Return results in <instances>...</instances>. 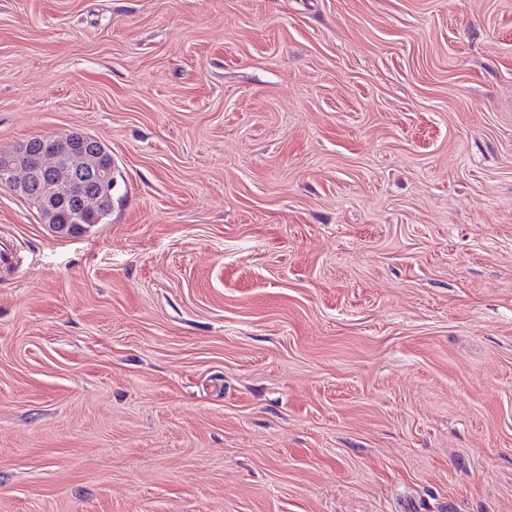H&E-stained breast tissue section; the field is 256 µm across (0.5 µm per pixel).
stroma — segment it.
Segmentation results:
<instances>
[{"mask_svg":"<svg viewBox=\"0 0 512 512\" xmlns=\"http://www.w3.org/2000/svg\"><path fill=\"white\" fill-rule=\"evenodd\" d=\"M0 512H512V0H0ZM102 145V144H101ZM103 147V148H102ZM98 144L90 143L87 146V162L84 165H89L98 168L112 167V155ZM89 168V174L92 183L101 191L112 190V169H94ZM14 156V148L0 151V173L4 181L1 186L21 188L31 183L36 172L34 169L16 164ZM19 194L32 201L47 223L52 224L53 227L60 231L67 227L66 232H72L80 229L82 225L94 226L95 224H108L111 221L112 192L110 195L102 196L94 208L84 210L79 219L80 224L72 222V213L67 206H61L51 211L42 206L36 192L25 193V191H21Z\"/></svg>","mask_w":512,"mask_h":512,"instance_id":"stroma-1","label":"stroma"}]
</instances>
